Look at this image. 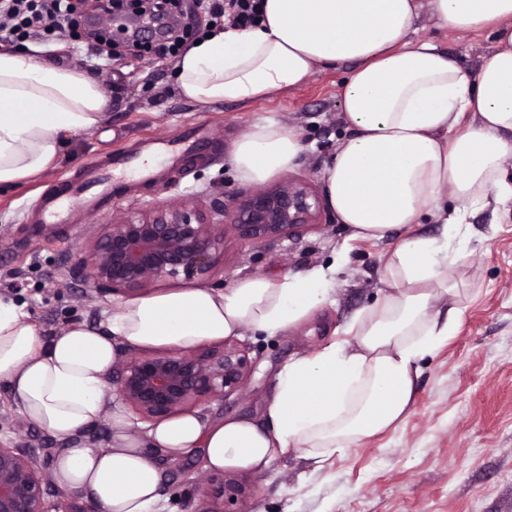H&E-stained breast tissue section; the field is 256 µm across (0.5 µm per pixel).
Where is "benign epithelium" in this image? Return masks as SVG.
Returning a JSON list of instances; mask_svg holds the SVG:
<instances>
[{
  "label": "benign epithelium",
  "mask_w": 512,
  "mask_h": 512,
  "mask_svg": "<svg viewBox=\"0 0 512 512\" xmlns=\"http://www.w3.org/2000/svg\"><path fill=\"white\" fill-rule=\"evenodd\" d=\"M319 196L305 184L241 195L214 202L211 213L157 206L131 211L110 224L91 254L79 258L86 285L99 293L136 291L148 279L166 280L211 271L214 224H230L246 239H282L320 211ZM249 361L238 349L224 346L198 353L169 350L140 353L112 372V395L132 411L166 418L188 406L235 390ZM34 448L0 444V512H49L47 485ZM230 504L247 488L229 475L212 490ZM76 491L60 493L56 512H101L92 501L77 503Z\"/></svg>",
  "instance_id": "obj_1"
}]
</instances>
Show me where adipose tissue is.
I'll list each match as a JSON object with an SVG mask.
<instances>
[{
  "instance_id": "ef3b65f1",
  "label": "adipose tissue",
  "mask_w": 512,
  "mask_h": 512,
  "mask_svg": "<svg viewBox=\"0 0 512 512\" xmlns=\"http://www.w3.org/2000/svg\"><path fill=\"white\" fill-rule=\"evenodd\" d=\"M259 22L195 40L175 64L179 92L194 102L247 103L304 85L318 70L351 61L342 94L353 134L324 173L331 209L357 239L395 227L441 224L437 237L406 235L384 268L388 292L310 356L286 360L264 421L184 414L137 435L109 414L112 367L127 348H184L240 335L277 336L300 326L329 297L338 265L300 276L247 275L228 289L192 287L121 303L98 325L51 337L14 300L0 296V383L18 413L61 444L55 483L102 512H164L155 454L200 449L207 468L267 471L294 451L322 469L359 437L404 419L415 361L447 339L460 312L432 310L451 293L452 243L474 206L512 199V0H428L455 31L487 30L495 50L470 72L438 46L411 37L419 0H263ZM104 86L76 66L0 50V186L55 166L67 141L105 118ZM298 134L272 121L235 143L230 162L254 185L297 166ZM110 441L82 443L102 419Z\"/></svg>"
}]
</instances>
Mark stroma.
<instances>
[{
	"instance_id": "35a3bbf8",
	"label": "stroma",
	"mask_w": 512,
	"mask_h": 512,
	"mask_svg": "<svg viewBox=\"0 0 512 512\" xmlns=\"http://www.w3.org/2000/svg\"><path fill=\"white\" fill-rule=\"evenodd\" d=\"M416 38L438 45L451 59L478 70L495 42L489 31L458 32L438 25L428 11L416 21ZM24 50L58 65L84 60L86 45L69 37L29 42ZM353 68L345 62L316 72L296 89L250 103L201 105L183 97L173 65L155 67L125 51L105 71L121 86L110 97L95 130L71 139L53 169L0 189V295L23 305L44 335L67 325L97 324L126 301L123 293L98 294L74 270L76 254H90L112 220L158 205L208 209L216 193L251 192L229 164L234 142L254 124L272 120L295 130L303 151L298 166L270 180V187L306 183L324 191V169L338 144L352 134L342 112V88ZM191 124L207 126L214 140L201 156L187 155L159 166L151 183L117 182L112 202L93 214L77 211L67 226L40 237L27 232L25 215L41 194L65 182L85 180L99 158L137 147L156 135L180 137ZM465 257L449 273L454 293L439 295L434 308L457 307L460 318L439 347L417 362L412 406L396 428L358 440L321 471L291 452L264 473L238 472L253 490L238 512H512V201L499 210L475 207L465 218ZM431 221L389 231L373 241L356 240L330 208L314 223L282 240H243L225 227L211 271L143 284L151 295L194 283L231 287L247 275L302 274L335 258L347 262L337 274L331 300L301 328L280 336L244 332L226 343L248 357L241 388L197 406L205 421L229 415L263 420L279 366L292 355H311L359 311L385 291L384 264L401 237L436 236ZM39 426L14 409L0 384V443L27 445ZM166 480L165 512H201L212 475L200 452L157 456Z\"/></svg>"
}]
</instances>
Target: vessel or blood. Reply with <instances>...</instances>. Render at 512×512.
<instances>
[{
	"mask_svg": "<svg viewBox=\"0 0 512 512\" xmlns=\"http://www.w3.org/2000/svg\"><path fill=\"white\" fill-rule=\"evenodd\" d=\"M209 140L210 136L204 128L192 126L187 128L180 138L170 140L160 137L155 141L144 144L142 149L122 152L108 157L101 162L99 169L91 171L87 178L88 194L86 200L96 204L104 197L111 195L112 186L103 182L102 170L120 169L131 173L134 181H150L155 178L156 173L153 168L147 167L143 159L144 153L165 154L172 159L182 157L186 153L200 155L207 151ZM77 204V199L66 189L46 194L38 201L37 221L41 224L67 223Z\"/></svg>",
	"mask_w": 512,
	"mask_h": 512,
	"instance_id": "b4317fda",
	"label": "vessel or blood"
}]
</instances>
